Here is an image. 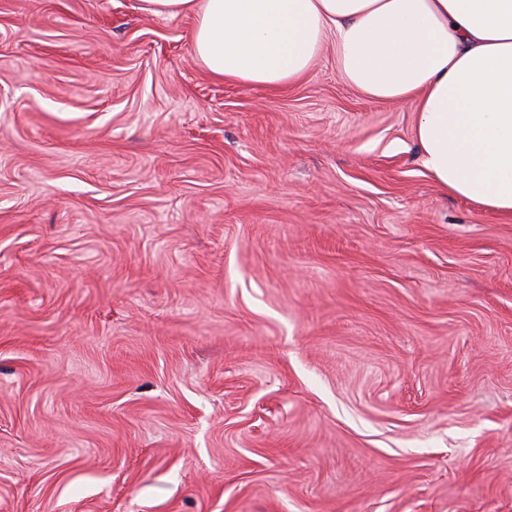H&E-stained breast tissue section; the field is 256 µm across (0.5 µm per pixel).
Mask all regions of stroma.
Returning a JSON list of instances; mask_svg holds the SVG:
<instances>
[{"label":"stroma","instance_id":"stroma-1","mask_svg":"<svg viewBox=\"0 0 512 512\" xmlns=\"http://www.w3.org/2000/svg\"><path fill=\"white\" fill-rule=\"evenodd\" d=\"M140 6L0 0V512H512V219Z\"/></svg>","mask_w":512,"mask_h":512}]
</instances>
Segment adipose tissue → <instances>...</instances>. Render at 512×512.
<instances>
[{
	"instance_id": "1",
	"label": "adipose tissue",
	"mask_w": 512,
	"mask_h": 512,
	"mask_svg": "<svg viewBox=\"0 0 512 512\" xmlns=\"http://www.w3.org/2000/svg\"><path fill=\"white\" fill-rule=\"evenodd\" d=\"M195 18L213 77L269 90L335 41L344 79L416 113L422 165L446 192L512 216V0H141Z\"/></svg>"
}]
</instances>
